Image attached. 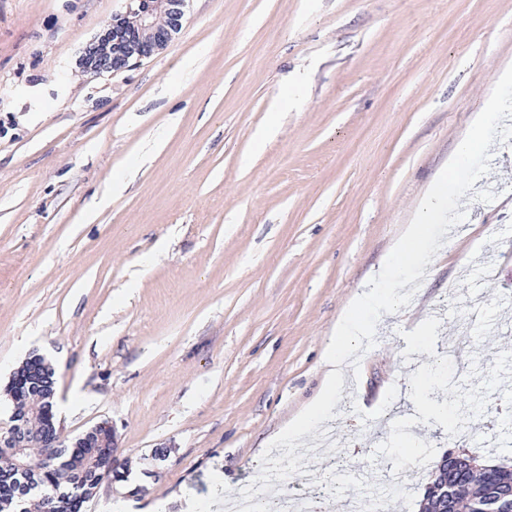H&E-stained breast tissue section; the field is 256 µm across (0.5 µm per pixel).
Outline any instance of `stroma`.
Returning a JSON list of instances; mask_svg holds the SVG:
<instances>
[{
    "label": "stroma",
    "instance_id": "1",
    "mask_svg": "<svg viewBox=\"0 0 512 512\" xmlns=\"http://www.w3.org/2000/svg\"><path fill=\"white\" fill-rule=\"evenodd\" d=\"M127 4L0 0V391L35 352L66 434L112 424L84 512H210L320 394L349 303L512 65V0H190L158 54L86 72ZM490 151L289 498L422 512L446 452L512 461V139Z\"/></svg>",
    "mask_w": 512,
    "mask_h": 512
}]
</instances>
